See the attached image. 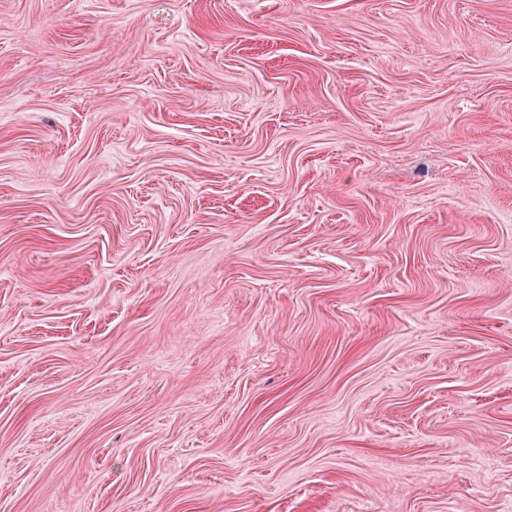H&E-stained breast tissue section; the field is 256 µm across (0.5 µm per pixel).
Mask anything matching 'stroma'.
Masks as SVG:
<instances>
[{
	"instance_id": "1",
	"label": "stroma",
	"mask_w": 512,
	"mask_h": 512,
	"mask_svg": "<svg viewBox=\"0 0 512 512\" xmlns=\"http://www.w3.org/2000/svg\"><path fill=\"white\" fill-rule=\"evenodd\" d=\"M0 512H512V0H0Z\"/></svg>"
}]
</instances>
